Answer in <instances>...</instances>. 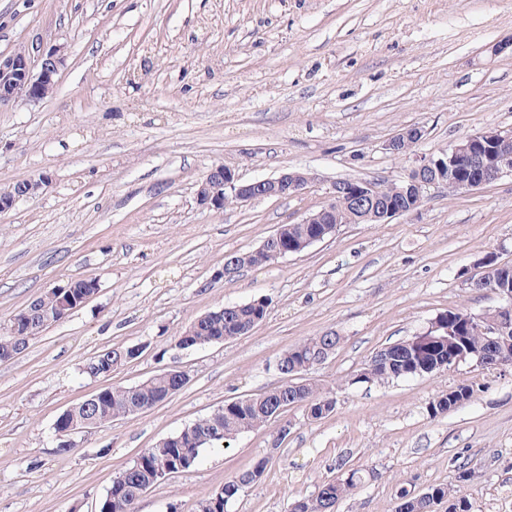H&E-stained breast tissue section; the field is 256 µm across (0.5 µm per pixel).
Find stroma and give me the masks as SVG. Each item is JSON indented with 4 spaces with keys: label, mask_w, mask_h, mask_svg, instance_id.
<instances>
[{
    "label": "stroma",
    "mask_w": 512,
    "mask_h": 512,
    "mask_svg": "<svg viewBox=\"0 0 512 512\" xmlns=\"http://www.w3.org/2000/svg\"><path fill=\"white\" fill-rule=\"evenodd\" d=\"M512 0H0V53L60 46L54 94L0 105V187L49 175L41 193L0 213V324L45 291L93 278L98 293L0 363V512H98L138 454L229 399L281 384L280 357L335 332L342 342L308 376L336 402L205 449L149 488L137 512H198L225 479L269 462L225 512H287L329 480L363 481L337 512H395L401 491L453 486L462 467L473 512H512V368L464 362L422 378L361 383L380 348L412 339L437 314L495 308L466 279L496 253L512 263V176L418 213L346 224L334 238L233 281L224 255L257 248L328 202L333 182L403 178L412 161L384 145L421 127L420 154L490 127H512ZM216 164L241 180L286 168L313 183L287 199L221 211L196 191ZM258 299L246 335L183 348L196 317ZM136 349L110 376L84 365ZM183 388L146 412L74 435L55 422L108 386L166 368ZM468 384L473 397L437 416L430 403ZM288 435L273 440L281 422Z\"/></svg>",
    "instance_id": "stroma-1"
}]
</instances>
